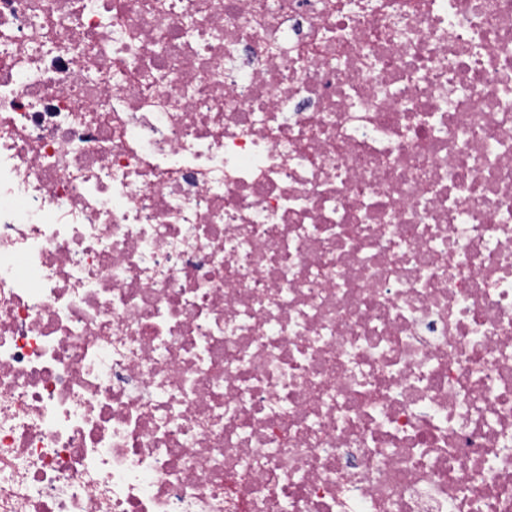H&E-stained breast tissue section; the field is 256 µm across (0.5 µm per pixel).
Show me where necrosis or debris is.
Segmentation results:
<instances>
[{
	"label": "necrosis or debris",
	"mask_w": 512,
	"mask_h": 512,
	"mask_svg": "<svg viewBox=\"0 0 512 512\" xmlns=\"http://www.w3.org/2000/svg\"><path fill=\"white\" fill-rule=\"evenodd\" d=\"M0 512H512V0H0Z\"/></svg>",
	"instance_id": "4bbe7bcc"
}]
</instances>
